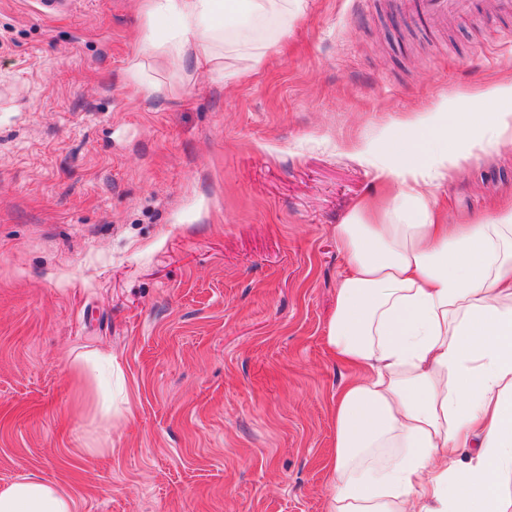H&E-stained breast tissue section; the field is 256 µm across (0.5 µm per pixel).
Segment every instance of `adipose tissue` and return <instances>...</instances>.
<instances>
[{
	"mask_svg": "<svg viewBox=\"0 0 512 512\" xmlns=\"http://www.w3.org/2000/svg\"><path fill=\"white\" fill-rule=\"evenodd\" d=\"M288 0H149L152 48L174 69L220 76L224 50L241 68ZM512 141V84L469 111L441 104L357 150L390 200L361 199L336 227L346 273L325 336L358 374L333 405L329 512H512V206L449 224L433 186L475 152ZM62 487L36 474L0 487V512H74Z\"/></svg>",
	"mask_w": 512,
	"mask_h": 512,
	"instance_id": "adipose-tissue-1",
	"label": "adipose tissue"
}]
</instances>
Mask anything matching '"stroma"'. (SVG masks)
<instances>
[{"label": "stroma", "instance_id": "1", "mask_svg": "<svg viewBox=\"0 0 512 512\" xmlns=\"http://www.w3.org/2000/svg\"><path fill=\"white\" fill-rule=\"evenodd\" d=\"M473 2L443 29L301 0L259 66L217 77L156 56L137 0H0V486L40 475L76 512H328L336 226L383 193L354 150L512 84V16ZM435 202L451 224L512 202V142Z\"/></svg>", "mask_w": 512, "mask_h": 512}]
</instances>
